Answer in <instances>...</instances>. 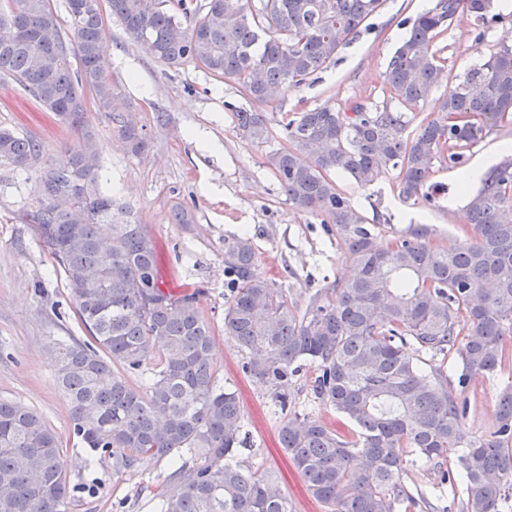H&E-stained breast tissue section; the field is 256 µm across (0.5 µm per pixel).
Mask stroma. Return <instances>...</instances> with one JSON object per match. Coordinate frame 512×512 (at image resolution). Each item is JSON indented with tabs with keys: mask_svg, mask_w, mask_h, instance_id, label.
<instances>
[{
	"mask_svg": "<svg viewBox=\"0 0 512 512\" xmlns=\"http://www.w3.org/2000/svg\"><path fill=\"white\" fill-rule=\"evenodd\" d=\"M434 3L386 0L355 39L340 49L335 65L300 88L279 93L267 105L271 126H278L286 112L378 97L381 75L399 39ZM105 25L108 70L125 101L137 109L151 148L142 158L132 157L113 133L108 115L88 112V122L96 132L102 181L115 207L126 209L158 242L164 289L175 293L195 287L202 290L199 308L213 328L216 376L225 388L235 391L243 414L241 434L246 448L239 461L272 475L292 512H323L279 444L283 414L278 403L264 386L243 373L244 354L224 334V239L249 234L256 247L258 272L275 279L289 303L300 310L315 293H330L336 283L349 278L345 248L327 234L320 217L288 204L264 166L267 149L278 148V140L258 147L237 135L228 107L243 105L244 100L235 81L213 78L191 65L167 66L115 18H106ZM505 35L502 27L481 29L463 18L441 33L435 45L447 57L452 81L457 83ZM0 128L37 140L48 158L62 156L74 141L69 127L10 79H0ZM450 174V168L442 165L431 175L434 205L427 209L403 201L391 174L366 188L348 182L343 188L366 217L390 216L384 236L412 224H431L437 229L434 245L449 250L473 236L464 220L466 197ZM36 177L35 170L0 162V399L25 404L64 434L68 405L48 349L53 339L81 337L85 331L48 247L30 225L18 219L32 203ZM178 202L193 209L194 224L170 223L169 211ZM313 372L307 366L296 377L291 387L294 410L351 433L349 422L314 403ZM499 391V378L475 375L469 379L464 425L470 434L481 436L493 429ZM89 459L84 449L66 443L64 462L71 482L93 473L99 489L95 495L68 501L65 512H154L153 495L168 485V461H150L116 475L111 462L93 469ZM405 480L429 492L430 507H417L413 512H460L459 497L450 485L441 483L432 468L408 466Z\"/></svg>",
	"mask_w": 512,
	"mask_h": 512,
	"instance_id": "obj_1",
	"label": "stroma"
}]
</instances>
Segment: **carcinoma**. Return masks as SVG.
<instances>
[{
  "label": "carcinoma",
  "mask_w": 512,
  "mask_h": 512,
  "mask_svg": "<svg viewBox=\"0 0 512 512\" xmlns=\"http://www.w3.org/2000/svg\"><path fill=\"white\" fill-rule=\"evenodd\" d=\"M385 0H108L112 15L158 61L193 64L238 83L249 106H231L235 131L259 146L269 139L263 107L336 64L339 50ZM62 32L51 0L0 6V76L24 88L74 132L59 161L37 141L0 128V161L39 167L33 209L19 215L49 248L88 339L56 340L50 354L69 406L68 439L120 475L148 461L175 466L173 487L156 512H291L266 474L236 460L241 409L216 383L213 329L199 310L201 289L162 288L158 247L144 225L112 212L101 187L87 98L112 113L113 132L141 158L150 139L134 109L112 112L118 86L107 72L99 0L66 4ZM512 29V11L494 0H436L403 37L381 75L382 100L321 105L282 118L285 144L264 164L288 202L321 217L345 245L353 275L304 312L257 273L251 238H224L228 294L224 334L245 353L243 370L268 387L282 410L281 448L325 512H408L425 501L404 482L409 456L441 481L461 486L462 512H509L512 505V375L488 435L464 426L469 377L495 375L512 352V153L471 192L466 223L474 237L455 251L431 244L418 224L384 247L378 230L340 189L397 171L399 196L431 202L436 165H457L483 131L512 124V43L501 41L464 80L448 87L441 109L417 112L445 78L435 39L461 16ZM79 66L72 69L70 56ZM158 351L152 352V346ZM414 346L417 356L408 354ZM451 359L457 385L446 374ZM315 367L314 399L353 425L348 438L315 417L288 411V390ZM147 369L142 390L118 368ZM63 439L19 402L0 401V512H62L97 478L73 485Z\"/></svg>",
  "instance_id": "obj_1"
}]
</instances>
